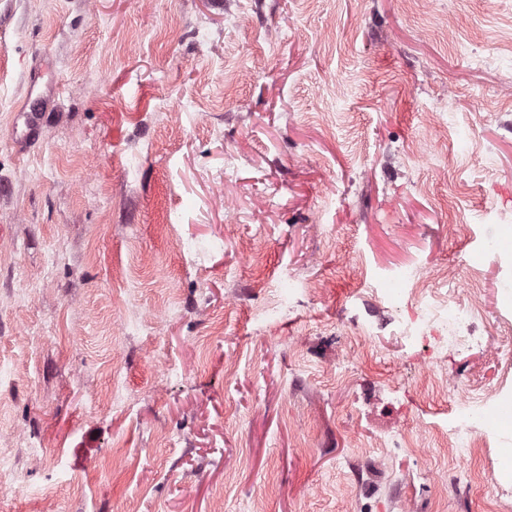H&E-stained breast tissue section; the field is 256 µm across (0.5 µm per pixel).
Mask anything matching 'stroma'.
<instances>
[{
  "mask_svg": "<svg viewBox=\"0 0 512 512\" xmlns=\"http://www.w3.org/2000/svg\"><path fill=\"white\" fill-rule=\"evenodd\" d=\"M507 225L512 0H0V512H512V404L441 430L512 387ZM432 266L483 316L426 373ZM398 278L405 282H412L414 284L419 283L425 279L435 282L438 284H447L450 278L447 267H432L422 272L410 271L408 269H401L398 274ZM501 396V391L495 389L488 391L480 402L472 401V397L457 411L455 416L448 420V435L457 436L461 425L471 423L475 425L481 435L487 437L494 431L492 409Z\"/></svg>",
  "mask_w": 512,
  "mask_h": 512,
  "instance_id": "1",
  "label": "stroma"
}]
</instances>
